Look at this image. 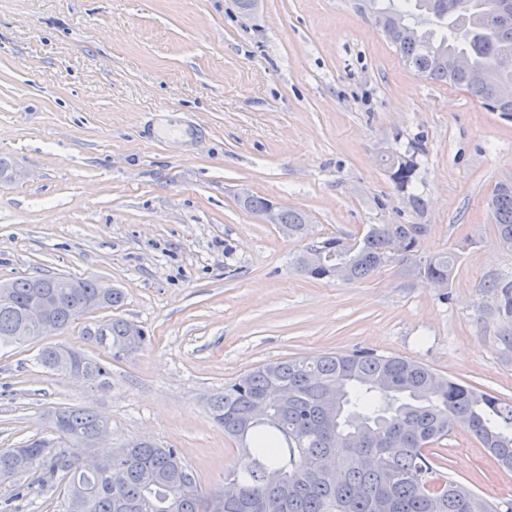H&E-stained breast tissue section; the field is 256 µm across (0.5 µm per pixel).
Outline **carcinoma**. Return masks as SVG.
Segmentation results:
<instances>
[{
    "label": "carcinoma",
    "mask_w": 512,
    "mask_h": 512,
    "mask_svg": "<svg viewBox=\"0 0 512 512\" xmlns=\"http://www.w3.org/2000/svg\"><path fill=\"white\" fill-rule=\"evenodd\" d=\"M374 24L389 39L404 63L419 76L451 84L486 107L512 112V98L497 90L512 87V21L498 20L504 0H363ZM464 57L486 81L473 84L462 72L448 69V60ZM417 163L395 153L387 158L391 178L400 190L412 184ZM240 206L260 214L268 199L250 195ZM488 206L495 239L512 249V180L495 188ZM298 209L281 213V231L299 240L308 224ZM427 232L424 224H373L350 247L337 236L321 241L325 255L348 264L347 280L359 281L387 265L394 251L417 256ZM302 250L299 274L331 279V270L309 263ZM456 254L437 252L419 257L414 272L430 282L451 280ZM40 285L54 300L51 317L65 328L101 308L117 307L122 294L101 288L92 279L64 275L21 277L0 299V345L36 338L26 319L33 287ZM486 292L500 297L512 315V281L496 280ZM91 340L108 347L112 358L132 346L143 350L145 330L115 318ZM41 366L65 376L83 371L88 382L106 383L109 369L99 360L63 346L39 354ZM337 412H327L336 388ZM267 415L253 418L260 402ZM210 419L234 440L240 455L224 471L237 484L239 496L224 500V491L206 492L176 448L136 441L103 457L100 468L62 448L89 440L108 422L86 407H58L50 413L54 438L28 440L0 451V476L42 475L64 485L65 512H512V502L492 505L465 486L448 479L433 445L460 427L490 450L498 463L512 470V401L444 377L429 366L399 356L371 351L326 352L317 356L260 364L224 384L207 402ZM57 447L59 451L49 452ZM283 476L285 491L273 494L266 471Z\"/></svg>",
    "instance_id": "1"
}]
</instances>
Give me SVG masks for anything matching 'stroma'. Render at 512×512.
I'll return each instance as SVG.
<instances>
[{
	"instance_id": "1",
	"label": "stroma",
	"mask_w": 512,
	"mask_h": 512,
	"mask_svg": "<svg viewBox=\"0 0 512 512\" xmlns=\"http://www.w3.org/2000/svg\"><path fill=\"white\" fill-rule=\"evenodd\" d=\"M412 151L411 192L383 158ZM0 282L60 274L120 289L119 308L0 347V450L49 437L46 416L86 406L107 448L180 449L204 490L237 444L210 395L261 363L370 350L512 400V316L484 285L512 280L487 200L512 178V114L419 77L356 0H0ZM300 209L316 236L423 224L455 250L448 287L412 260L362 281H316L302 241L237 200ZM150 344L116 360L91 341L114 316ZM65 346L110 368L92 388L37 363ZM449 476L489 502L512 471L466 430L439 443Z\"/></svg>"
}]
</instances>
